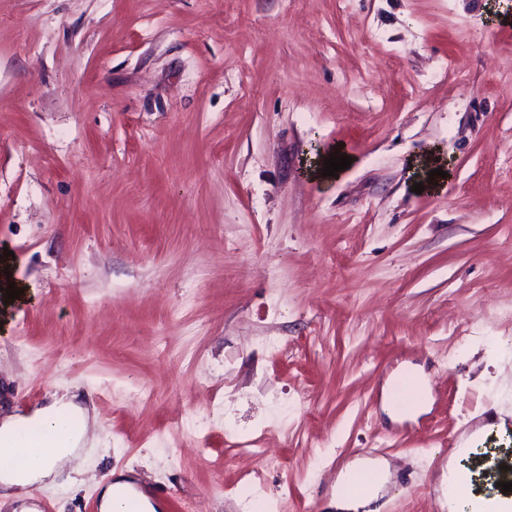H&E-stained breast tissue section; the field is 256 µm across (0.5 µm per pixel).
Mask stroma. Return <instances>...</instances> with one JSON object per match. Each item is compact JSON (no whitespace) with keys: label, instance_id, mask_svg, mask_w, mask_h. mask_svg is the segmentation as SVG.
I'll use <instances>...</instances> for the list:
<instances>
[{"label":"stroma","instance_id":"35a3bbf8","mask_svg":"<svg viewBox=\"0 0 512 512\" xmlns=\"http://www.w3.org/2000/svg\"><path fill=\"white\" fill-rule=\"evenodd\" d=\"M4 248L0 415L95 425L0 512L119 479L329 512L361 449L380 512H441L449 449L512 412V0H0Z\"/></svg>","mask_w":512,"mask_h":512}]
</instances>
